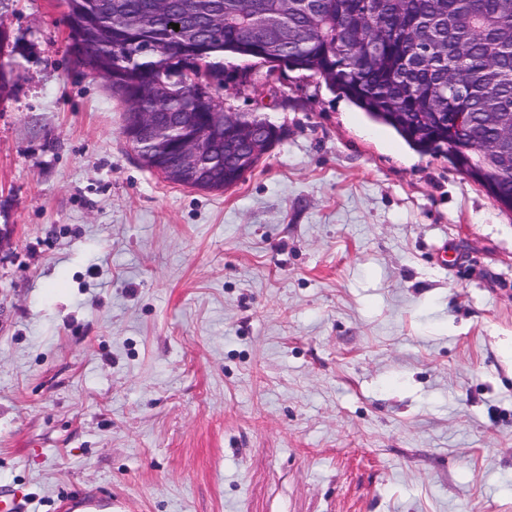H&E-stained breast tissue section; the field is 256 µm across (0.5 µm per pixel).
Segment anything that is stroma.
Segmentation results:
<instances>
[{
    "label": "stroma",
    "instance_id": "stroma-1",
    "mask_svg": "<svg viewBox=\"0 0 512 512\" xmlns=\"http://www.w3.org/2000/svg\"><path fill=\"white\" fill-rule=\"evenodd\" d=\"M0 488L131 512H512V211L318 76L220 192L141 166L58 0H0Z\"/></svg>",
    "mask_w": 512,
    "mask_h": 512
}]
</instances>
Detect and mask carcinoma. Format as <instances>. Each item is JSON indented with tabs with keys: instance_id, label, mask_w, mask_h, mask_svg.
I'll list each match as a JSON object with an SVG mask.
<instances>
[{
	"instance_id": "cac0c4a2",
	"label": "carcinoma",
	"mask_w": 512,
	"mask_h": 512,
	"mask_svg": "<svg viewBox=\"0 0 512 512\" xmlns=\"http://www.w3.org/2000/svg\"><path fill=\"white\" fill-rule=\"evenodd\" d=\"M77 58L98 76L124 72L112 94L131 112H172L194 103L199 88L185 72L197 53L232 54L311 72L374 121L391 127L423 155L448 154V115L470 122L455 136L489 148L512 118V0H62ZM263 13L281 17L307 38L290 42L273 32L258 45L243 35ZM471 32L459 33L460 18ZM361 36L346 41L344 23ZM179 25L174 30L172 24ZM193 32L194 41L184 39ZM165 97L155 99L157 82ZM244 148L220 139L210 146L223 189L243 176ZM457 165L512 208V167L493 170L479 154Z\"/></svg>"
}]
</instances>
